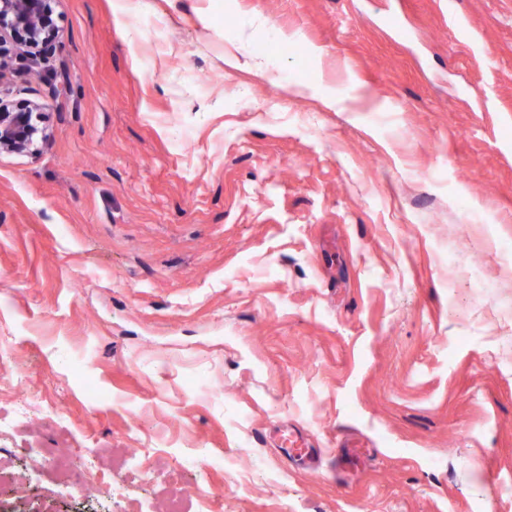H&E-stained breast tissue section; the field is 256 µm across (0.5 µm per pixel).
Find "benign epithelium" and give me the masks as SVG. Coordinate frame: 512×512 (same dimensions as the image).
<instances>
[{"label": "benign epithelium", "mask_w": 512, "mask_h": 512, "mask_svg": "<svg viewBox=\"0 0 512 512\" xmlns=\"http://www.w3.org/2000/svg\"><path fill=\"white\" fill-rule=\"evenodd\" d=\"M56 27L48 0H0V78L13 58L34 48L56 51ZM50 140L44 106L37 101L12 103L0 98V153H26Z\"/></svg>", "instance_id": "obj_1"}]
</instances>
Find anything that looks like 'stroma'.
I'll return each mask as SVG.
<instances>
[{
  "label": "stroma",
  "mask_w": 512,
  "mask_h": 512,
  "mask_svg": "<svg viewBox=\"0 0 512 512\" xmlns=\"http://www.w3.org/2000/svg\"><path fill=\"white\" fill-rule=\"evenodd\" d=\"M113 3L0 79V512H512V0ZM44 106L38 101L12 103L0 98V153H26L50 140L44 125Z\"/></svg>",
  "instance_id": "stroma-1"
}]
</instances>
